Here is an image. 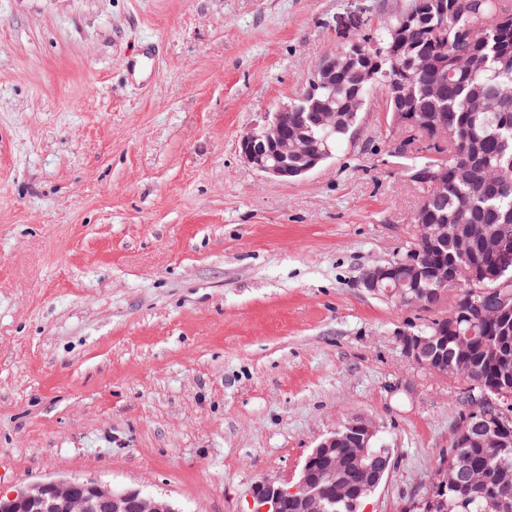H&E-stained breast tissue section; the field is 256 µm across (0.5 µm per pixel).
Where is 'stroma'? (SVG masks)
<instances>
[{
  "instance_id": "1",
  "label": "stroma",
  "mask_w": 512,
  "mask_h": 512,
  "mask_svg": "<svg viewBox=\"0 0 512 512\" xmlns=\"http://www.w3.org/2000/svg\"><path fill=\"white\" fill-rule=\"evenodd\" d=\"M406 5L0 0V494L83 478L248 512L356 417L394 460L364 512L424 490L473 402L398 341L448 302L360 285L427 194L381 91L301 179L238 152Z\"/></svg>"
}]
</instances>
